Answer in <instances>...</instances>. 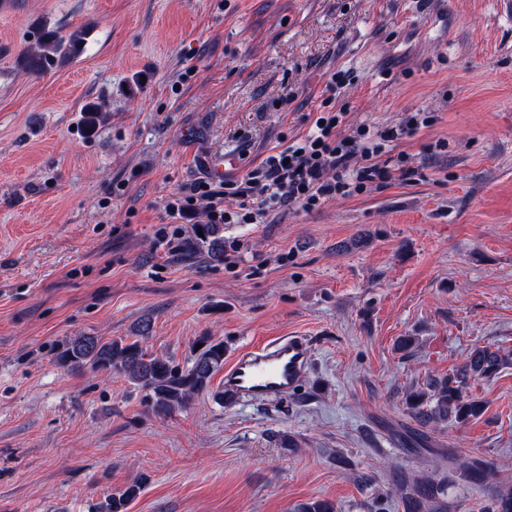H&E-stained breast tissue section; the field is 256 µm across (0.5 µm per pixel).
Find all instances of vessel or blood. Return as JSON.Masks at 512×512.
<instances>
[{
	"instance_id": "1",
	"label": "vessel or blood",
	"mask_w": 512,
	"mask_h": 512,
	"mask_svg": "<svg viewBox=\"0 0 512 512\" xmlns=\"http://www.w3.org/2000/svg\"><path fill=\"white\" fill-rule=\"evenodd\" d=\"M311 352L307 341L289 336L240 354L224 371L227 398L274 400L293 389L305 374Z\"/></svg>"
}]
</instances>
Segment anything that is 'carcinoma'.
Instances as JSON below:
<instances>
[{
  "label": "carcinoma",
  "instance_id": "carcinoma-1",
  "mask_svg": "<svg viewBox=\"0 0 512 512\" xmlns=\"http://www.w3.org/2000/svg\"><path fill=\"white\" fill-rule=\"evenodd\" d=\"M86 30L76 28L68 33L57 29H43L34 44L19 54L18 65L31 75H43L77 59L85 49ZM100 105L89 102L83 106V123L91 132L100 121ZM223 225L199 224L186 240L188 252H207L214 260L224 257ZM151 321L146 320L138 335L103 340L97 336H76L63 342L54 356L64 370L103 372L119 375L144 391L146 412L156 418L186 410L194 398L210 390L214 374L224 368V341L204 339L191 365L180 367L163 356L149 352L145 340ZM508 358L490 346H477L464 363L443 377L428 379L425 391L409 394L408 415L419 427L414 434V447L422 448L424 429L434 428L448 420L462 427L483 416L487 410L483 400L468 395L467 386L476 379H488L506 365ZM448 458V470L464 480L476 484L494 470V463L481 457H461L453 448L432 451V474L413 479L402 496L404 512H420L426 502L444 494L448 487L445 478L434 474L442 467L441 459ZM145 479L130 484L121 494L114 495L102 505L104 512H126L128 504L137 497ZM486 512H512V491L491 493Z\"/></svg>",
  "mask_w": 512,
  "mask_h": 512
}]
</instances>
